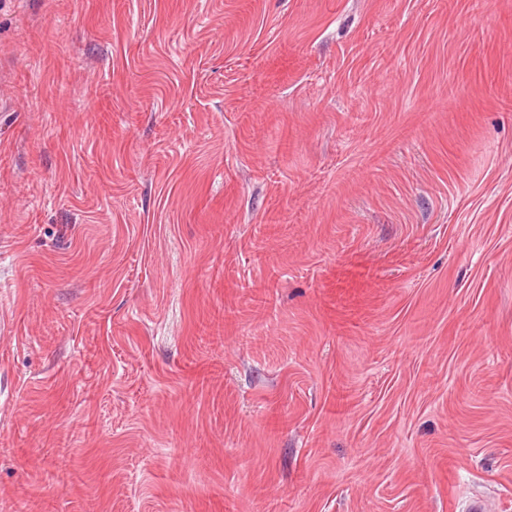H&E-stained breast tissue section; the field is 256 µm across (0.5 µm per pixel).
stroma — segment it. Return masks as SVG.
<instances>
[{
    "mask_svg": "<svg viewBox=\"0 0 512 512\" xmlns=\"http://www.w3.org/2000/svg\"><path fill=\"white\" fill-rule=\"evenodd\" d=\"M512 512V0H0V512Z\"/></svg>",
    "mask_w": 512,
    "mask_h": 512,
    "instance_id": "35a3bbf8",
    "label": "stroma"
}]
</instances>
